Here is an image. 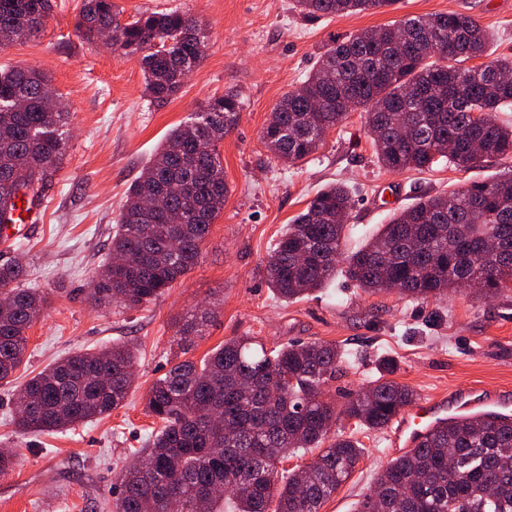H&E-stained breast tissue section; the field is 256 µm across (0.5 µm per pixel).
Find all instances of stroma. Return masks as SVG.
Here are the masks:
<instances>
[{
    "mask_svg": "<svg viewBox=\"0 0 512 512\" xmlns=\"http://www.w3.org/2000/svg\"><path fill=\"white\" fill-rule=\"evenodd\" d=\"M115 3L126 22L177 8L205 27L206 56L166 105L147 98L138 58L76 33L82 0H52L43 32L0 49V69L46 73L69 112V140L55 184L22 244L30 259L27 285L52 292L53 301L28 332L24 362L9 381H0V442H9L14 453L12 468L0 474V512H109L119 476L160 426L146 411L154 382L171 361L201 360L240 336L269 348L318 341L345 349L349 369L324 388L325 399L339 406L378 379L388 360L393 380L421 401L473 385L512 400V289L490 300L463 291L411 301L395 292L365 294L340 275L322 291L288 301L269 287L265 274L292 217L331 183L344 182L352 192L347 230L358 244L421 196L491 179L504 162L387 171L358 111L296 164L277 160L260 140L273 106L335 40L409 16L456 12L492 32L491 57H511L512 0H396L381 12L318 17L303 16L292 0ZM230 90L239 92L243 109L218 145L229 194L197 264L147 306L91 304L86 294L108 257L129 185L171 128ZM194 314L201 318L198 334L184 352L176 331ZM127 341L138 348V364L123 407L63 433H16L13 401L30 377L73 352ZM390 434L386 428L361 435V460L321 512H355L379 471L398 455Z\"/></svg>",
    "mask_w": 512,
    "mask_h": 512,
    "instance_id": "1",
    "label": "stroma"
}]
</instances>
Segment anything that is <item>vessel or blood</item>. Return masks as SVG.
<instances>
[{"label": "vessel or blood", "mask_w": 512, "mask_h": 512, "mask_svg": "<svg viewBox=\"0 0 512 512\" xmlns=\"http://www.w3.org/2000/svg\"><path fill=\"white\" fill-rule=\"evenodd\" d=\"M491 412L512 416V402L480 388L455 390L447 396L425 401L408 415L399 417L392 432V445H415L420 435L440 422L472 413Z\"/></svg>", "instance_id": "1"}]
</instances>
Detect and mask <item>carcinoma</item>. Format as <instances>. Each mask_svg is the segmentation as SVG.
Segmentation results:
<instances>
[{"label":"carcinoma","instance_id":"carcinoma-1","mask_svg":"<svg viewBox=\"0 0 512 512\" xmlns=\"http://www.w3.org/2000/svg\"><path fill=\"white\" fill-rule=\"evenodd\" d=\"M395 0H294L304 16L380 10ZM51 0H0V49L37 36ZM112 31V49L140 60L153 103L180 93L199 65L207 34L177 8L121 21L114 0H84L76 22L91 40ZM492 36L471 15L403 18L327 48L306 78L270 112L261 140L277 159L298 163L322 146L350 113L365 114L378 161L388 171L426 170L442 160L470 167L512 158V125L494 113L512 106V58L466 65ZM242 101L228 91L173 128L131 183L112 236L110 259L88 300L133 309L162 296L196 263L224 210L228 188L217 144L238 124ZM67 116L49 78L35 68L0 70V224L45 194L67 149ZM162 195L182 214L141 207ZM351 195L343 184L318 192L276 241L266 267L270 288L302 298L336 278L340 265L370 294L398 287L413 299H439L479 285L492 299L512 288V173L450 194L425 195L395 212L355 249L346 248ZM124 265L112 266V258ZM21 257L0 262V381L23 363L27 331L50 293L23 288ZM137 354L127 344L76 352L27 380L14 403L21 433L63 432L109 415L125 402ZM347 368L334 344L286 343L267 349L248 336L224 342L202 362L181 360L152 386L148 413L160 429L120 476L111 512H320L363 455L354 435L330 436L339 418L360 430L389 426L416 397L385 376L351 395L341 410L323 387ZM317 449L309 465L278 474L291 453ZM453 463H448V457ZM358 512H512V418H457L391 460Z\"/></svg>","mask_w":512,"mask_h":512}]
</instances>
